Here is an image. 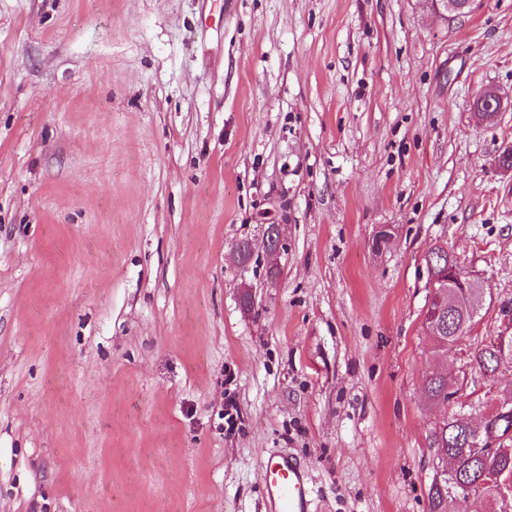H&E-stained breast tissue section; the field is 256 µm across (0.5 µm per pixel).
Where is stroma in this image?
Here are the masks:
<instances>
[{
	"mask_svg": "<svg viewBox=\"0 0 512 512\" xmlns=\"http://www.w3.org/2000/svg\"><path fill=\"white\" fill-rule=\"evenodd\" d=\"M507 147L512 0H0V512H276L280 455L312 512H430L434 427L512 392L474 360L508 328ZM438 241L485 289L445 353ZM425 393L432 401L449 402L458 391H450L447 378L440 375H429L425 379ZM265 486L278 512H308L310 488L305 472L288 457L268 459Z\"/></svg>",
	"mask_w": 512,
	"mask_h": 512,
	"instance_id": "1",
	"label": "stroma"
}]
</instances>
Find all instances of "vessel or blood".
<instances>
[{
    "instance_id": "obj_1",
    "label": "vessel or blood",
    "mask_w": 512,
    "mask_h": 512,
    "mask_svg": "<svg viewBox=\"0 0 512 512\" xmlns=\"http://www.w3.org/2000/svg\"><path fill=\"white\" fill-rule=\"evenodd\" d=\"M265 486L278 512H308L310 488L302 469L280 456L265 464Z\"/></svg>"
}]
</instances>
